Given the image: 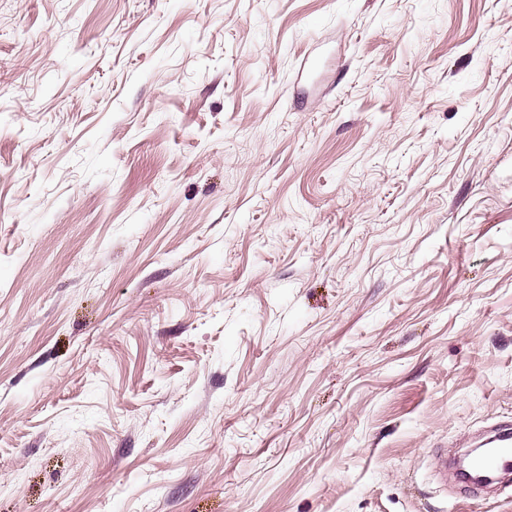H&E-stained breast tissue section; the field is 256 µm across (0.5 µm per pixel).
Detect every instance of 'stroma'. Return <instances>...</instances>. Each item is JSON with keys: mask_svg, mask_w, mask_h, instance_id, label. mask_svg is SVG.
Here are the masks:
<instances>
[{"mask_svg": "<svg viewBox=\"0 0 512 512\" xmlns=\"http://www.w3.org/2000/svg\"><path fill=\"white\" fill-rule=\"evenodd\" d=\"M512 0H0V512H512ZM511 432V433H510ZM489 436L488 444L494 448L474 461L475 468L489 470L493 475H510L512 471V428H498Z\"/></svg>", "mask_w": 512, "mask_h": 512, "instance_id": "1", "label": "stroma"}]
</instances>
